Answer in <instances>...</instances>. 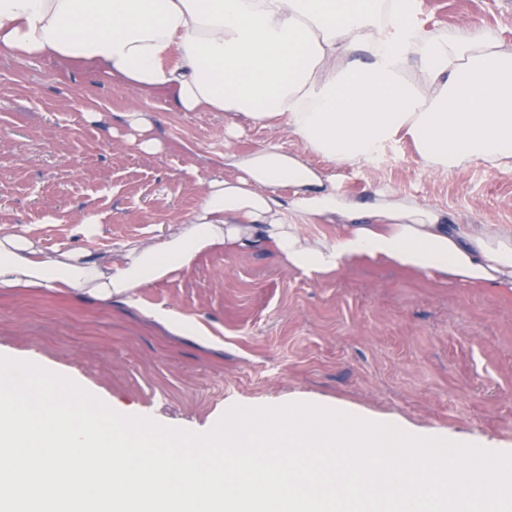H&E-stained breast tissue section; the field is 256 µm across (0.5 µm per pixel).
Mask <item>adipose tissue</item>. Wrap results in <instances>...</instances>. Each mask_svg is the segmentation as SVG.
Segmentation results:
<instances>
[{"label": "adipose tissue", "instance_id": "obj_1", "mask_svg": "<svg viewBox=\"0 0 512 512\" xmlns=\"http://www.w3.org/2000/svg\"><path fill=\"white\" fill-rule=\"evenodd\" d=\"M417 15L418 0H0V50L105 77L169 112L285 124L335 165L372 161L401 137L431 170L512 162V47L482 28L425 32ZM338 214L348 223L306 232ZM353 214L298 156L227 151L176 231L108 259L0 227V288L134 306L139 288L219 250L270 251L316 278L370 259L465 288L512 287L511 228L451 224L382 191L364 222Z\"/></svg>", "mask_w": 512, "mask_h": 512}]
</instances>
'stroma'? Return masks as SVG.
<instances>
[{"label":"stroma","instance_id":"stroma-1","mask_svg":"<svg viewBox=\"0 0 512 512\" xmlns=\"http://www.w3.org/2000/svg\"><path fill=\"white\" fill-rule=\"evenodd\" d=\"M512 45V0H420L427 32L474 18ZM137 94L45 59L0 52V226L31 229L48 248L108 256L122 242L175 228L199 198L215 142L304 154L365 205L377 190L415 198L456 224L512 227V165L424 168L409 141L386 167L330 164L286 126L147 103L163 150L129 140L122 112ZM98 116L89 119L88 108ZM95 218L77 232L78 215ZM140 308L75 292L0 288V356L36 355L116 412L201 431L226 406L305 398L342 403L512 448V289L463 288L362 263L311 279L254 253L203 255L140 290ZM172 308L209 330L182 336L150 319Z\"/></svg>","mask_w":512,"mask_h":512}]
</instances>
